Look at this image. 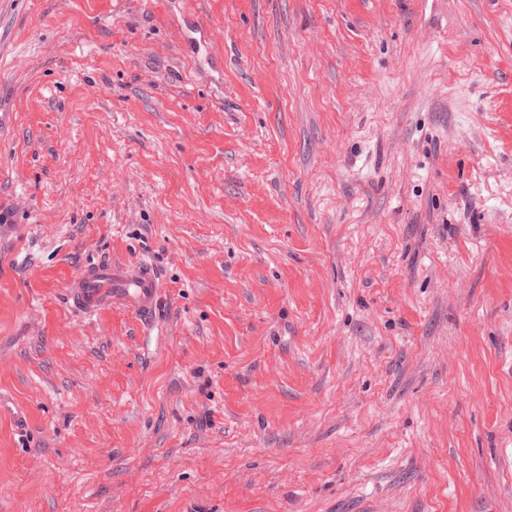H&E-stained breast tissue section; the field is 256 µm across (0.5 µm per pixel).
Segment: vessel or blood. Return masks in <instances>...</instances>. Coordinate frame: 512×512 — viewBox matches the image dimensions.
I'll return each mask as SVG.
<instances>
[{
    "label": "vessel or blood",
    "instance_id": "vessel-or-blood-1",
    "mask_svg": "<svg viewBox=\"0 0 512 512\" xmlns=\"http://www.w3.org/2000/svg\"><path fill=\"white\" fill-rule=\"evenodd\" d=\"M159 296V281L151 263L130 267L109 260L86 265L72 281L67 298L86 314L97 313L103 306L120 303L149 317Z\"/></svg>",
    "mask_w": 512,
    "mask_h": 512
}]
</instances>
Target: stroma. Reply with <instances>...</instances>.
Wrapping results in <instances>:
<instances>
[{"label": "stroma", "instance_id": "stroma-1", "mask_svg": "<svg viewBox=\"0 0 512 512\" xmlns=\"http://www.w3.org/2000/svg\"><path fill=\"white\" fill-rule=\"evenodd\" d=\"M0 401V512H512V0H0ZM66 295L85 314L93 315L105 305L120 303L147 320L158 303L159 281L151 263L130 267L100 259L79 272Z\"/></svg>", "mask_w": 512, "mask_h": 512}]
</instances>
